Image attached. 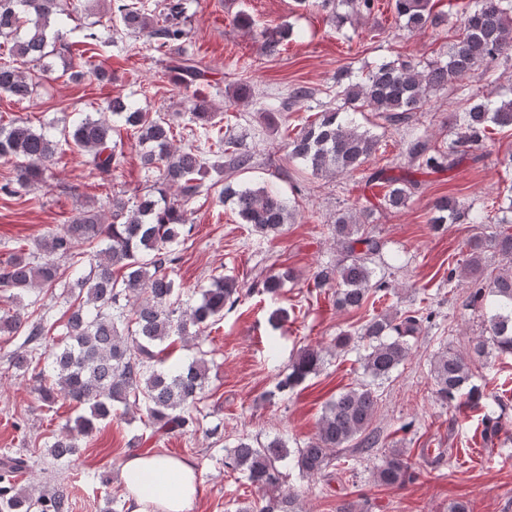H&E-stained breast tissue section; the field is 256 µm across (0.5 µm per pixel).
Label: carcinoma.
I'll use <instances>...</instances> for the list:
<instances>
[{
  "label": "carcinoma",
  "mask_w": 512,
  "mask_h": 512,
  "mask_svg": "<svg viewBox=\"0 0 512 512\" xmlns=\"http://www.w3.org/2000/svg\"><path fill=\"white\" fill-rule=\"evenodd\" d=\"M378 0H318V6L336 23L371 14ZM189 0H164L158 13L149 15L139 0H116V16L123 30L144 36L166 49L171 69L185 86L205 80L187 49L185 27ZM393 10L411 32H440L448 16L435 10L434 0H393ZM66 14L63 0H0V38L11 44L8 56L35 62L48 70V58L70 50L63 33L48 29ZM287 34L271 30L265 34V55L281 54ZM85 39L108 46L114 43L111 26L92 30ZM512 62V0H471L459 16L458 34L445 59L425 66L412 60L384 61L365 78L350 80L346 70L336 72V97L343 105L326 107L306 120L295 136L288 138L289 157L317 176L353 175L376 154L379 136L358 122L368 110L389 127L409 126L430 94L443 90L474 71L487 74ZM35 84L20 68L0 64V93L18 100L29 98ZM106 111L137 133L142 147L143 169L159 173L156 194H146L133 204L114 197L109 201L112 221L101 211L86 208L69 224L45 234L31 249L18 247L8 263L0 267V292L8 294L15 308L0 311V335L20 337L12 367L24 375L32 367L35 391L48 406L62 400L77 412L69 433L46 445L58 462H74L80 454V438L90 435L96 424L112 417L118 407L133 406L146 416L152 435L187 433L200 428L197 406L208 386L206 351L197 349L188 360L167 363L174 338H198L233 309L243 288L236 278L218 275L202 289L200 297L183 298L174 266L180 261L178 247L190 232L186 204L212 189L218 202H232L241 223L267 238L283 231L292 217L290 200L264 187L223 184L253 165V156L231 135L212 121L207 101L193 104L190 130L195 144L187 149L173 145V127L157 112L135 107L121 98L110 101ZM451 138L445 148L431 146L423 136L406 146L408 168L399 175L393 168H377L366 182L383 187L377 208L394 210L405 205L420 188L415 171L451 170L463 161H477L476 153L488 135L499 128L512 129V88L496 99L469 95L463 116L448 123ZM110 119L85 114L59 134L37 129L27 117L0 124V161L13 165L16 179L0 185V192L19 196L21 191L48 182L49 164L58 149L67 146L83 157L82 164L103 181L112 180L124 163L112 133ZM500 194L507 206L494 224L489 210L494 204L465 202L443 196L436 200L429 223L441 229L462 219L475 225L464 265L475 278L470 298L486 311L485 328L473 340L477 358L495 351L512 355V184ZM370 212L337 214L327 230L336 238L340 258L313 275V287L336 289V307L360 309L370 299L387 295L389 285L374 279L372 258L384 243L369 224ZM489 249L504 265L493 278L481 279L484 255ZM67 268L60 269V262ZM293 279L283 269L254 283L250 291L274 296ZM31 309L25 316L24 309ZM430 307L397 310L372 316L353 331L336 336V348L361 344L365 350L363 369L371 381L350 386L324 406L315 437L294 450L278 437L265 444L247 436L239 438L224 455V468L243 474L251 485L266 492L279 490L282 463L293 461L306 478L321 474L341 450L356 445L372 448L378 438L370 430L378 408L374 382L383 381L410 356L411 341L430 323ZM320 351H299L289 372L276 383L286 396L316 373ZM430 378L438 399L446 404L457 399L484 410V441L494 442L502 424L495 410L485 403L484 392L471 382L469 360L446 349L430 361ZM27 468L23 456L0 459V512H69L61 490L39 495L16 488ZM374 482L402 485L416 478L408 461L391 452L372 472ZM298 492L272 497L262 503L248 502L235 512H297Z\"/></svg>",
  "instance_id": "1"
}]
</instances>
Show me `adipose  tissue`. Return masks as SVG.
<instances>
[{"label": "adipose tissue", "instance_id": "ef3b65f1", "mask_svg": "<svg viewBox=\"0 0 512 512\" xmlns=\"http://www.w3.org/2000/svg\"><path fill=\"white\" fill-rule=\"evenodd\" d=\"M121 478L131 512H187L198 481L187 461L155 454L128 458Z\"/></svg>", "mask_w": 512, "mask_h": 512}]
</instances>
